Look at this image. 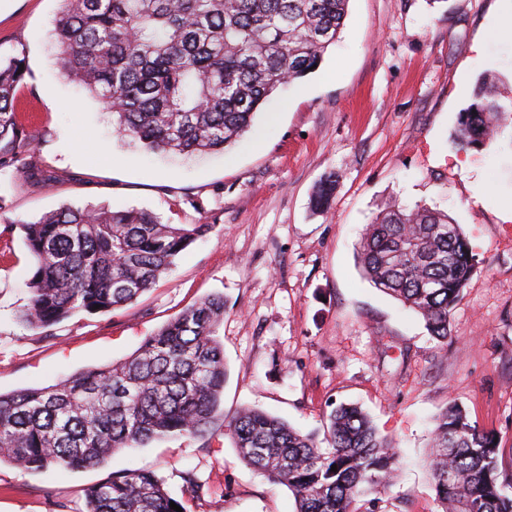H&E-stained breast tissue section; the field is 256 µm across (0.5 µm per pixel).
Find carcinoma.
I'll list each match as a JSON object with an SVG mask.
<instances>
[{"mask_svg": "<svg viewBox=\"0 0 512 512\" xmlns=\"http://www.w3.org/2000/svg\"><path fill=\"white\" fill-rule=\"evenodd\" d=\"M56 64L112 113L118 136L151 151L223 152L284 84L314 72L344 26L349 0H60ZM25 52L0 58V181L53 179L23 163L34 137L16 113ZM512 110L482 78L460 113L454 142L479 148ZM336 176L313 205L330 206ZM19 226L33 260L23 320L48 329L77 313L123 308L156 285L207 224H165L142 209L66 205ZM453 233H448V229ZM363 275L421 314L431 336L449 319L474 270L460 225L447 213L393 203L365 227ZM224 297L184 309L126 359L44 388L0 393V464L86 469L127 448L171 435L228 432L242 461L292 492L296 512H358V499L389 489L397 451L361 408L335 407L324 440L278 417L221 413L227 367L216 330ZM327 447H321V442ZM431 479L442 512H512V477L500 479L493 438L448 404L435 420ZM337 470H331V466ZM151 472L126 471L89 487L85 512H175Z\"/></svg>", "mask_w": 512, "mask_h": 512, "instance_id": "carcinoma-1", "label": "carcinoma"}]
</instances>
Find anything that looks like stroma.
Wrapping results in <instances>:
<instances>
[{
  "instance_id": "stroma-1",
  "label": "stroma",
  "mask_w": 512,
  "mask_h": 512,
  "mask_svg": "<svg viewBox=\"0 0 512 512\" xmlns=\"http://www.w3.org/2000/svg\"><path fill=\"white\" fill-rule=\"evenodd\" d=\"M507 8L349 0L319 68L282 87L238 143L179 156L121 140L103 104L64 78L52 38L58 0H0V53H27L17 115L35 136L28 161L56 177L1 190L5 218L88 204L210 227L135 303L45 330L21 319L33 267L22 233L0 236V392L122 360L220 294L225 416L254 406L319 434L336 404H358L398 449L400 479L378 512H438L429 440L451 401L495 436L499 469L511 473L512 134L480 150L452 142L482 74L512 102V37L494 31ZM332 173L331 206L316 212L312 193ZM391 200L447 212L475 257L445 344L357 264L366 224ZM126 470L156 474L184 512H296L288 487L252 471L224 434L153 441L90 469L1 464L0 512H83L86 488ZM189 470L198 487L185 482Z\"/></svg>"
}]
</instances>
